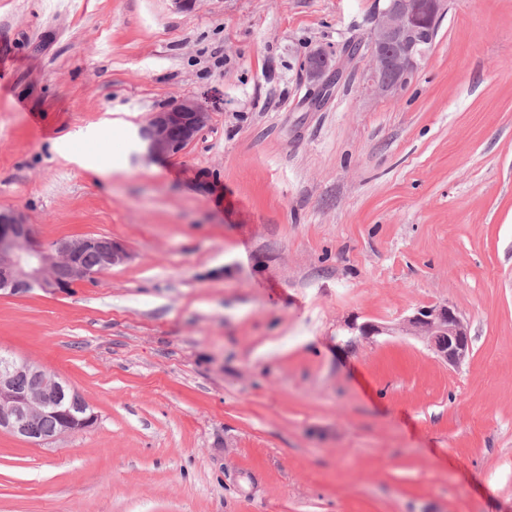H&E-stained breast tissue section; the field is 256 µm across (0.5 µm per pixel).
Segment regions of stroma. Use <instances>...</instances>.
I'll list each match as a JSON object with an SVG mask.
<instances>
[{
  "label": "stroma",
  "instance_id": "obj_1",
  "mask_svg": "<svg viewBox=\"0 0 512 512\" xmlns=\"http://www.w3.org/2000/svg\"><path fill=\"white\" fill-rule=\"evenodd\" d=\"M383 4L0 0V209L131 253L0 295V352L98 416L0 432V512H512V0H448L398 98L359 59L312 104ZM182 97L209 127L146 158ZM436 303L460 366L395 332ZM349 61L345 44L336 53H315L312 61L306 64V77L314 103L321 102L334 84L339 83ZM211 109L200 99L185 97L152 112L141 128L146 155L162 158L180 154L209 126Z\"/></svg>",
  "mask_w": 512,
  "mask_h": 512
}]
</instances>
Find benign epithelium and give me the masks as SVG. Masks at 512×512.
<instances>
[{"label":"benign epithelium","instance_id":"obj_1","mask_svg":"<svg viewBox=\"0 0 512 512\" xmlns=\"http://www.w3.org/2000/svg\"><path fill=\"white\" fill-rule=\"evenodd\" d=\"M447 12L448 0H384L363 42L362 57L367 61L365 90L398 97L414 79ZM349 61V52L344 46L334 53H315L306 64L313 102H321L339 83ZM211 117V109L198 98L171 101L151 113L141 128L146 155L162 158L183 152L209 126ZM90 250L99 254L97 272L84 267L80 260L81 254ZM129 259L130 253L122 243L106 237L62 238L47 247L35 236L22 213L0 210L1 292L15 294L37 287L52 294L61 293L77 283L94 280ZM61 270L66 276L59 275ZM348 329L351 334L365 339L387 332L386 328L372 323L352 322ZM400 331L421 340L437 359L450 366H459L470 354L467 323L449 304L417 308L400 324ZM21 373L38 378L39 384L25 393L17 391L15 380ZM60 389L57 374L39 364L0 354V431L42 446L93 426L97 415L87 408L74 413L61 407ZM47 413L61 418L60 429L51 436L30 430V421Z\"/></svg>","mask_w":512,"mask_h":512}]
</instances>
